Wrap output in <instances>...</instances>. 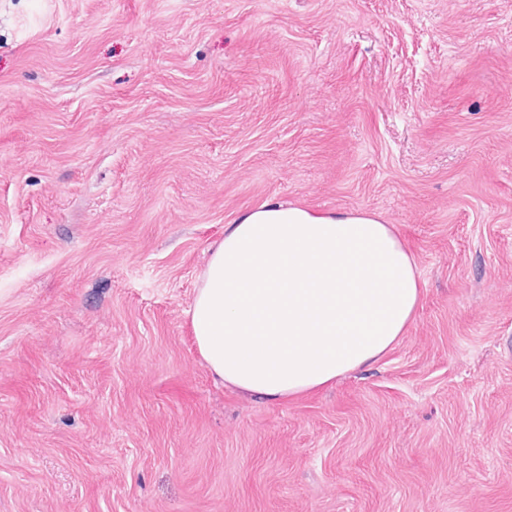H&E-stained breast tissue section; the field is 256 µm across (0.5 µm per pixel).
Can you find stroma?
Returning a JSON list of instances; mask_svg holds the SVG:
<instances>
[{
	"label": "stroma",
	"mask_w": 512,
	"mask_h": 512,
	"mask_svg": "<svg viewBox=\"0 0 512 512\" xmlns=\"http://www.w3.org/2000/svg\"><path fill=\"white\" fill-rule=\"evenodd\" d=\"M267 201L423 281L285 401L187 314ZM0 512H512V0H0Z\"/></svg>",
	"instance_id": "35a3bbf8"
}]
</instances>
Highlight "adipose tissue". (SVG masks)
<instances>
[{
    "instance_id": "obj_1",
    "label": "adipose tissue",
    "mask_w": 512,
    "mask_h": 512,
    "mask_svg": "<svg viewBox=\"0 0 512 512\" xmlns=\"http://www.w3.org/2000/svg\"><path fill=\"white\" fill-rule=\"evenodd\" d=\"M419 300L414 258L377 215L267 202L225 227L189 316L216 377L283 400L376 363Z\"/></svg>"
}]
</instances>
